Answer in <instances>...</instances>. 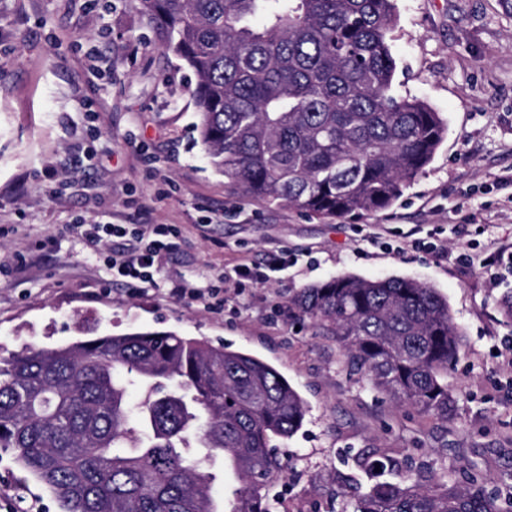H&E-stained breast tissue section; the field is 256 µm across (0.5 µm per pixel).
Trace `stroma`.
<instances>
[{
	"label": "stroma",
	"instance_id": "1",
	"mask_svg": "<svg viewBox=\"0 0 512 512\" xmlns=\"http://www.w3.org/2000/svg\"><path fill=\"white\" fill-rule=\"evenodd\" d=\"M388 35L394 91L439 112L447 134L388 209L327 219L244 194L209 162L195 79L159 48L132 0H0V351L134 330L250 353L306 405L278 440L273 512H345L353 487L382 479L356 464L411 459L430 474H476L512 499V270L481 265L512 249V14L500 0H396ZM82 224H170L179 246L159 285L112 280ZM476 257L473 266L464 256ZM290 260L280 280L191 285L241 263ZM435 288L464 332L448 368V420L399 405L350 374L334 337L298 323L302 288L340 274ZM0 512H57L51 495L0 456Z\"/></svg>",
	"mask_w": 512,
	"mask_h": 512
}]
</instances>
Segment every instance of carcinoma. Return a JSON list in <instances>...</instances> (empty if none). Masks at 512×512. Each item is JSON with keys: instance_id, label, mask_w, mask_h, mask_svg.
<instances>
[{"instance_id": "obj_1", "label": "carcinoma", "mask_w": 512, "mask_h": 512, "mask_svg": "<svg viewBox=\"0 0 512 512\" xmlns=\"http://www.w3.org/2000/svg\"><path fill=\"white\" fill-rule=\"evenodd\" d=\"M195 77L196 129L244 193L327 218L385 210L431 162L439 113L392 91L395 0H132ZM296 318L336 337L347 368L398 404L448 420L463 332L436 289L404 277H331ZM141 398L131 405L128 388ZM306 406L257 357L173 332L103 335L0 355V451L57 512H271L276 438ZM238 482L215 507L211 462ZM353 512H512L477 485L404 476Z\"/></svg>"}]
</instances>
